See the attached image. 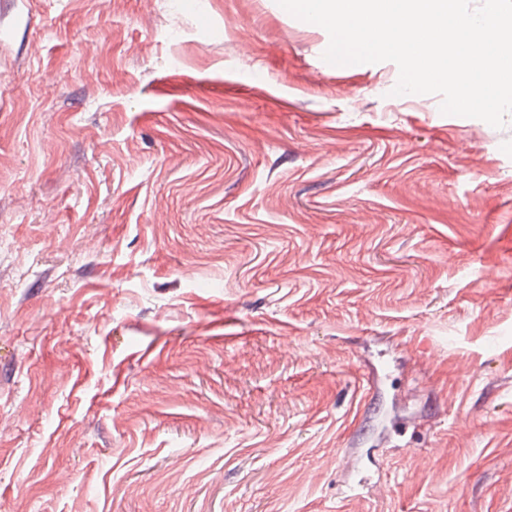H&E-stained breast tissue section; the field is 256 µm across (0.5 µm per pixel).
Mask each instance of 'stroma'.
Instances as JSON below:
<instances>
[{
    "instance_id": "1",
    "label": "stroma",
    "mask_w": 512,
    "mask_h": 512,
    "mask_svg": "<svg viewBox=\"0 0 512 512\" xmlns=\"http://www.w3.org/2000/svg\"><path fill=\"white\" fill-rule=\"evenodd\" d=\"M276 0H0V512H512V116Z\"/></svg>"
}]
</instances>
